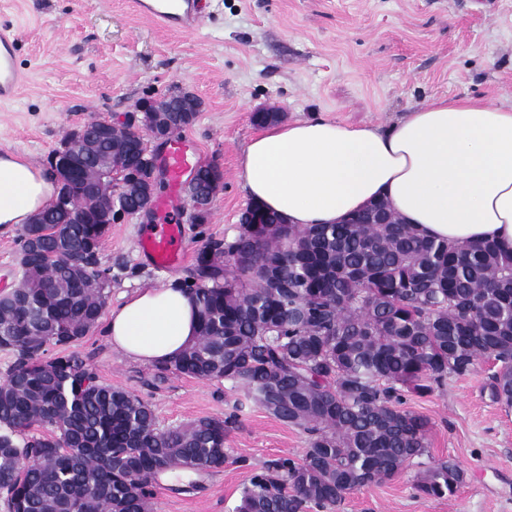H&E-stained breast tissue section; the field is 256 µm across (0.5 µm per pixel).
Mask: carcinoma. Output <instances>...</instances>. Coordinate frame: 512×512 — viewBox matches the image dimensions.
<instances>
[{
    "mask_svg": "<svg viewBox=\"0 0 512 512\" xmlns=\"http://www.w3.org/2000/svg\"><path fill=\"white\" fill-rule=\"evenodd\" d=\"M143 161L114 138L84 156L97 170ZM118 205L127 184L105 176ZM76 215L50 208L41 251L22 226L20 280L0 295V492L8 512H152L158 477L219 471L228 421L161 429L152 407L47 347L83 338L102 317L112 270L95 259L110 225L74 186ZM230 241H207L183 283L198 336L164 372L224 379L301 429L308 448L255 472L235 512H334L344 496L429 456L430 421L405 408L451 376L494 361L493 400L512 408V248L450 245L398 216L296 228L250 203ZM465 472L429 461L416 490L453 494Z\"/></svg>",
    "mask_w": 512,
    "mask_h": 512,
    "instance_id": "1",
    "label": "carcinoma"
}]
</instances>
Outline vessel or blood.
Segmentation results:
<instances>
[{"instance_id":"1","label":"vessel or blood","mask_w":512,"mask_h":512,"mask_svg":"<svg viewBox=\"0 0 512 512\" xmlns=\"http://www.w3.org/2000/svg\"><path fill=\"white\" fill-rule=\"evenodd\" d=\"M135 9L166 27H177L186 32L196 31L203 21L198 0H133ZM16 33L10 26L0 27V98H10L23 80L15 62ZM196 149L192 140L175 136L164 155L166 176L173 187H180L187 169L193 165ZM180 196L159 202V220L149 225L140 235L137 245L140 253L155 267L171 269L185 260L184 227L170 219V210L181 207Z\"/></svg>"}]
</instances>
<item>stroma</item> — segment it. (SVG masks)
<instances>
[{
  "label": "stroma",
  "mask_w": 512,
  "mask_h": 512,
  "mask_svg": "<svg viewBox=\"0 0 512 512\" xmlns=\"http://www.w3.org/2000/svg\"><path fill=\"white\" fill-rule=\"evenodd\" d=\"M13 26L24 81L0 101V154L46 168L64 134L89 118L118 120L146 96L183 88L202 108L188 133L224 182L209 220L185 226L181 267L159 269L136 241L145 217L113 223L101 250L112 268L109 306L126 294L184 278L206 238H232L249 198L237 179L241 153L259 133L251 117L327 118L349 126L395 122L440 95L512 104V0H209L199 30L160 29L127 0H0V25ZM105 383L147 401L163 427L229 419V459L217 472L180 470L155 488L154 512H233L255 470L302 457L305 434L242 403L225 380L166 374L112 350L100 328L75 343ZM491 366L407 406L432 424L430 453L458 464L465 480L444 498L414 488L417 465L346 494L337 512H512V410L494 402Z\"/></svg>",
  "instance_id": "35a3bbf8"
}]
</instances>
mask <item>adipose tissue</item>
Returning a JSON list of instances; mask_svg holds the SVG:
<instances>
[{"label": "adipose tissue", "mask_w": 512, "mask_h": 512, "mask_svg": "<svg viewBox=\"0 0 512 512\" xmlns=\"http://www.w3.org/2000/svg\"><path fill=\"white\" fill-rule=\"evenodd\" d=\"M238 178L253 201L297 227L339 224L383 199L435 239L511 248L512 105L441 95L387 128L281 123L245 146ZM55 192L46 171L0 155V232L26 224ZM197 329L192 294L173 283L125 296L103 334L126 359L155 366L177 357Z\"/></svg>", "instance_id": "ef3b65f1"}]
</instances>
